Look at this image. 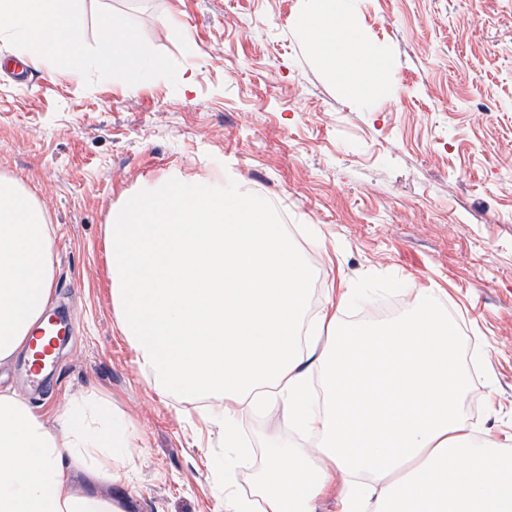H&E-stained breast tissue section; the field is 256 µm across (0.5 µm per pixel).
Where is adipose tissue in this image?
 Wrapping results in <instances>:
<instances>
[{
	"mask_svg": "<svg viewBox=\"0 0 512 512\" xmlns=\"http://www.w3.org/2000/svg\"><path fill=\"white\" fill-rule=\"evenodd\" d=\"M299 28L350 99L374 92L385 61L362 48L344 0H313ZM111 303L139 369L164 392L217 399L214 426L252 492L224 512H512V450L478 439L461 408L469 377L435 289L366 326L358 299L310 312V271L271 207L231 176L176 172L122 196L105 226ZM53 227L36 194L0 175V363L28 349L54 296ZM279 413L295 439L259 462L241 411ZM112 406L93 399L46 419L0 390V512H124L101 486L127 446Z\"/></svg>",
	"mask_w": 512,
	"mask_h": 512,
	"instance_id": "adipose-tissue-1",
	"label": "adipose tissue"
}]
</instances>
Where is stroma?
Returning a JSON list of instances; mask_svg holds the SVG:
<instances>
[{
    "label": "stroma",
    "instance_id": "1",
    "mask_svg": "<svg viewBox=\"0 0 512 512\" xmlns=\"http://www.w3.org/2000/svg\"><path fill=\"white\" fill-rule=\"evenodd\" d=\"M101 6L134 20L177 79L128 91L0 72V174L48 214L50 307L71 326L49 379L29 381L16 358L0 388L34 406L110 399L130 435L113 451L125 512H224L216 401L161 394L139 370L112 313L104 226L121 195L166 172L212 182L230 169L303 248L311 310L341 274L370 295L364 322L441 289L468 352L466 414L512 447V0H350L387 62L382 88L354 101L297 29L308 0H83L86 44ZM237 424L260 449L293 435L261 413Z\"/></svg>",
    "mask_w": 512,
    "mask_h": 512
}]
</instances>
